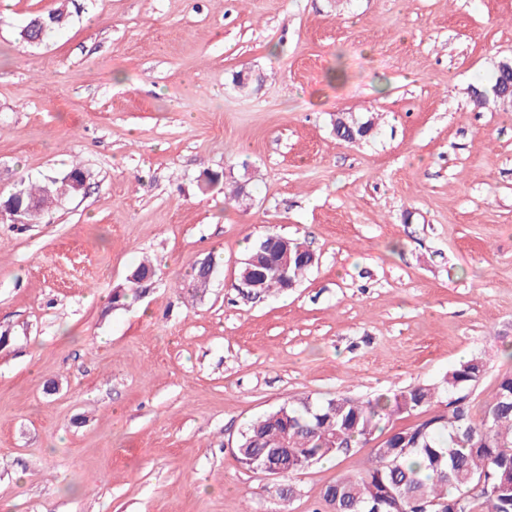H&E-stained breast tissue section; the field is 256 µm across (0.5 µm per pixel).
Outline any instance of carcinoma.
Instances as JSON below:
<instances>
[{"instance_id":"cac0c4a2","label":"carcinoma","mask_w":512,"mask_h":512,"mask_svg":"<svg viewBox=\"0 0 512 512\" xmlns=\"http://www.w3.org/2000/svg\"><path fill=\"white\" fill-rule=\"evenodd\" d=\"M53 13L58 22L43 30L34 24V14L19 36L28 43L48 39L69 18L62 9ZM20 189L24 202H36L44 215L67 196L68 186L55 176L22 183ZM285 257L290 260L286 281L270 271ZM314 263L303 243L270 232L251 248L239 281L257 284L254 291L263 298L293 287ZM486 366L482 356L474 355L436 384L364 401L298 398L252 420L241 433L236 457L257 473L272 464L284 480L324 458L364 447L386 416L424 413L425 419L377 443L360 474L340 476L325 486L326 512H421L424 505L435 512H512V373L501 376L494 401L476 419L469 390ZM442 396L445 408L433 409Z\"/></svg>"}]
</instances>
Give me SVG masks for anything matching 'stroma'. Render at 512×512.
<instances>
[{
  "label": "stroma",
  "instance_id": "35a3bbf8",
  "mask_svg": "<svg viewBox=\"0 0 512 512\" xmlns=\"http://www.w3.org/2000/svg\"><path fill=\"white\" fill-rule=\"evenodd\" d=\"M60 6L65 29L20 40ZM503 61L512 0H14L0 196L75 163L88 181L39 223L0 219V512H324L371 447L282 500L234 455L251 420L433 384L475 354L471 398L490 401L512 372V105L474 94ZM340 113L374 132L338 140ZM241 182L250 200H225ZM271 231L316 261L244 301ZM145 260L152 285L113 308ZM51 11L55 14L59 22L50 25L48 28L42 31L40 27L34 24V20L39 17H46ZM68 18L69 15L67 11L62 9H54L46 13L34 14L29 18L28 22L21 27L19 30V36L28 43H35L36 38H40L38 42H43L61 26L65 25L68 21Z\"/></svg>",
  "mask_w": 512,
  "mask_h": 512
}]
</instances>
